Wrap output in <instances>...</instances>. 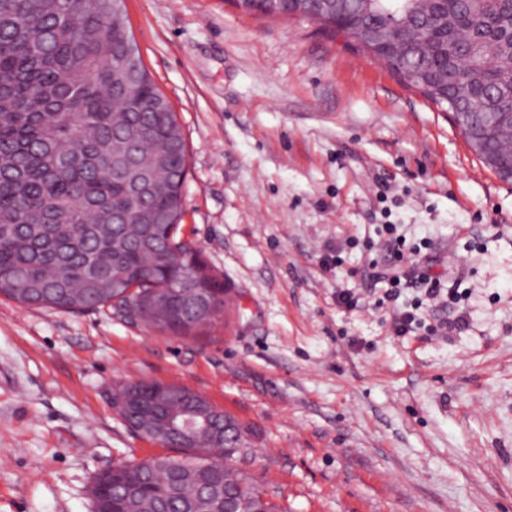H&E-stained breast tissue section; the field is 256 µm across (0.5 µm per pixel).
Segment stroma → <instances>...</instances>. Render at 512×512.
<instances>
[{
    "label": "stroma",
    "instance_id": "35a3bbf8",
    "mask_svg": "<svg viewBox=\"0 0 512 512\" xmlns=\"http://www.w3.org/2000/svg\"><path fill=\"white\" fill-rule=\"evenodd\" d=\"M182 126L181 235L232 304L177 335L0 301V512H92L104 468L159 453L118 384L187 387L247 429L234 457L285 512H512V183L347 34L231 0H125ZM427 247L448 308L368 267L387 228ZM354 292L358 305L336 301Z\"/></svg>",
    "mask_w": 512,
    "mask_h": 512
}]
</instances>
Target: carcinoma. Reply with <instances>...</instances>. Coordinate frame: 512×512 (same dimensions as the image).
Here are the masks:
<instances>
[{
    "mask_svg": "<svg viewBox=\"0 0 512 512\" xmlns=\"http://www.w3.org/2000/svg\"><path fill=\"white\" fill-rule=\"evenodd\" d=\"M109 0H0V297L27 307L69 312L115 309L137 317L140 295L177 288L193 278L218 312L226 307L224 283L200 253L167 224H117L113 218L142 208L178 218L187 171L185 138L166 97L148 72L125 92L114 66L137 50L128 23L112 21ZM257 2L269 17H312L371 30H399L400 45L383 54L360 48L445 111L468 107L449 83L490 86L488 111L512 113V8L506 0H274ZM500 179L512 180L501 160L512 144L494 135L467 138ZM155 188L138 197L125 161L124 143ZM138 280L130 296L112 291ZM215 315L177 302H159L140 320L159 329L189 333ZM158 400L143 399L139 413L122 414L137 435L163 442L146 423ZM208 434L175 455L115 465L96 476L102 494L94 512H224L210 487H224L229 512H284L245 470L232 464L236 451L211 454ZM141 472L129 486L128 469Z\"/></svg>",
    "mask_w": 512,
    "mask_h": 512,
    "instance_id": "cac0c4a2",
    "label": "carcinoma"
}]
</instances>
